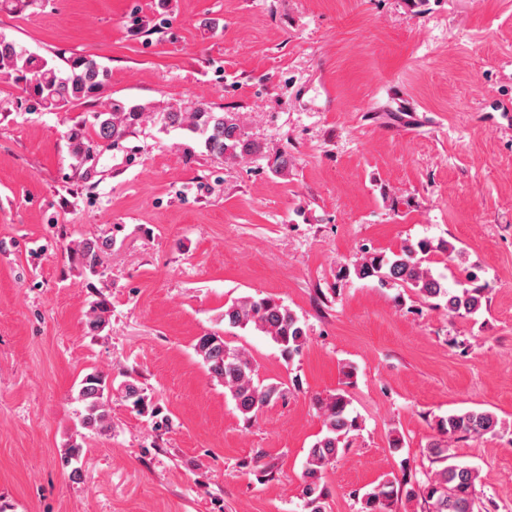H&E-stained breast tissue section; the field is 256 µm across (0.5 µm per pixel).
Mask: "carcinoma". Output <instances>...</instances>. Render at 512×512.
Instances as JSON below:
<instances>
[{
	"label": "carcinoma",
	"instance_id": "obj_1",
	"mask_svg": "<svg viewBox=\"0 0 512 512\" xmlns=\"http://www.w3.org/2000/svg\"><path fill=\"white\" fill-rule=\"evenodd\" d=\"M63 72L43 56L30 53L10 39H0V73L10 75L23 84L30 100L44 109H59L85 98L99 95L109 81V71L92 55H80L67 60ZM146 106L111 102L95 115L94 136L78 129L70 133L72 150L77 155H89L95 148L109 146L125 137L140 123ZM166 127L183 128L201 137L205 149L212 155L233 161L260 154L264 147L248 138L234 112H216L204 104L192 112L163 113ZM108 241H86L76 250L82 268L97 274L101 254L109 248ZM452 255L455 247L441 242L419 239L405 243L390 255L365 252L353 264L355 275L375 278L387 285L398 283L411 289L425 301L444 303L448 314L474 317L488 307L486 288L478 283L476 274H467V286L455 291L441 277L434 276L424 266L434 252ZM110 308L104 301L92 309L88 330L95 334L109 321ZM224 324L230 328L252 327L278 345L282 357L290 361L307 341V329L300 317L282 302L270 298L243 297L224 306ZM195 354L212 378L224 383L238 411L248 420L272 400L283 397L288 387L283 383L262 386L254 382L256 365L246 353L229 347L224 336L207 333L196 339ZM123 398L141 412L148 410L147 397L138 381L128 376L118 386ZM112 384L103 374L94 371L82 379L77 400L82 403L81 426L104 430L110 421ZM322 416V436L308 449L302 474L300 497L304 512H328L329 490L324 482L328 467L334 465L360 430L358 417L349 410L350 401L342 391L327 400H317ZM437 437L427 445L432 461L441 464L422 482H411L407 475L386 476L373 491L361 499L360 512H391L399 497L421 500L426 512H483V499L477 485L476 467L457 460L451 442L468 437L496 436L507 429L497 415L488 410L469 409L450 413L435 422Z\"/></svg>",
	"mask_w": 512,
	"mask_h": 512
}]
</instances>
